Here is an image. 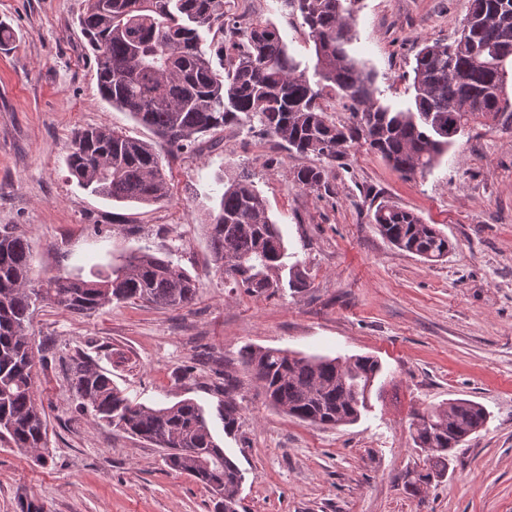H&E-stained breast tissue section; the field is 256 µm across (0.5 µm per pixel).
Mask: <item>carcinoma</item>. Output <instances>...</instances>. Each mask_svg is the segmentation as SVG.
Wrapping results in <instances>:
<instances>
[{
  "mask_svg": "<svg viewBox=\"0 0 512 512\" xmlns=\"http://www.w3.org/2000/svg\"><path fill=\"white\" fill-rule=\"evenodd\" d=\"M361 0H284L313 42L314 77L289 52L273 24L242 23L226 15L224 0H87L79 18L96 65L100 95L129 112L172 150L224 126L258 121L290 151L327 164L293 172L302 189L330 190L331 167L360 144L404 176L436 168L474 125L512 126V0H470L460 34L450 44L424 41L412 68V106L377 102L371 73L349 54ZM347 98L349 120L329 119L324 101ZM68 169L92 193L118 203L153 204L169 197L162 155L151 143L108 125L75 133ZM390 244L428 261L448 256L452 243L432 224L396 205L371 215ZM208 240L216 268L247 295L308 287L265 196L245 175L224 184L208 213ZM35 256L25 235L0 230V439L45 459L47 417L35 390L30 325L39 303L87 315L114 301L185 309L199 284L171 254L148 248L129 253L107 274L58 273L32 277ZM244 370L269 406L311 425L357 422L368 409L382 371L368 355L299 356L245 345ZM79 407L106 424L167 450L166 463L214 497L217 512H237L242 483L237 464L214 437L205 409L192 399L148 407L132 402L109 373L77 353L70 358ZM241 407L224 392V433L238 428ZM478 403L454 399L412 414L410 437L426 453L428 483L448 467V452L487 422Z\"/></svg>",
  "mask_w": 512,
  "mask_h": 512,
  "instance_id": "obj_1",
  "label": "carcinoma"
}]
</instances>
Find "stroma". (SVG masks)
I'll list each match as a JSON object with an SVG mask.
<instances>
[{"mask_svg": "<svg viewBox=\"0 0 512 512\" xmlns=\"http://www.w3.org/2000/svg\"><path fill=\"white\" fill-rule=\"evenodd\" d=\"M249 22L276 25L291 52L313 45L283 0H225ZM86 0H0L16 41L0 50V227L23 233L37 276L108 270L141 247L172 252L200 283L194 305L112 303L88 316L39 304L30 331L37 395L48 420L46 464L0 441V512L32 501L44 512H216L212 495L176 474L162 449L98 426L78 409L66 361L90 356L133 402L191 398L243 473L238 512H512V128L475 126L425 176L406 177L351 146L330 193L297 186L314 155L241 123L165 153V201L131 205L80 187L67 169L73 134L108 125L153 141L105 102L80 35ZM469 0H361L352 56L374 75L376 98L407 107L423 41H452ZM247 174L268 199L308 288L250 296L216 271L206 222L230 177ZM412 211L453 242L429 262L392 246L371 224L376 206ZM253 345L304 355L376 357L372 408L337 428L267 405L238 352ZM238 382L235 435L224 432V380ZM454 399L481 404L485 427L453 449L444 476L408 479L425 455L413 411Z\"/></svg>", "mask_w": 512, "mask_h": 512, "instance_id": "obj_1", "label": "stroma"}]
</instances>
